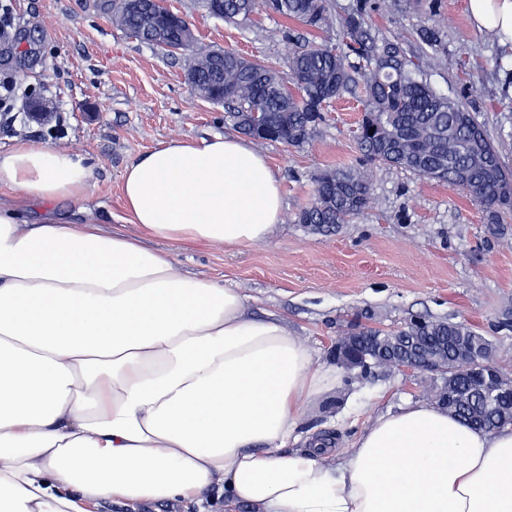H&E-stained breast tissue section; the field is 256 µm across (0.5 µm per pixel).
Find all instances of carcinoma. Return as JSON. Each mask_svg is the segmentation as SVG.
Masks as SVG:
<instances>
[{"instance_id":"obj_1","label":"carcinoma","mask_w":512,"mask_h":512,"mask_svg":"<svg viewBox=\"0 0 512 512\" xmlns=\"http://www.w3.org/2000/svg\"><path fill=\"white\" fill-rule=\"evenodd\" d=\"M262 4L312 31L340 24L346 49L298 39L289 58V73L284 75L224 48V64L216 69L212 66L216 50L198 43L193 33L163 34L155 27L152 13L132 10L124 0H107L106 9L114 25L140 42L163 50L178 43V53L187 54L188 70L196 77L194 93L213 97L214 103L224 106V120L256 142L265 139L252 136L245 113H263L280 142L300 148L324 122V104L348 95L363 102L358 143L369 163L400 168L459 189L482 209L488 224H501L512 214V194L506 189L512 169L503 149L492 142L475 113L435 91L424 78L441 44L438 28L422 25L416 30L417 40L428 50L414 53L406 48L405 38L372 33L370 0H352L340 18L329 0H223L220 13L211 0H202L210 15L234 24L250 20ZM370 199V183L363 171L326 169L316 179L313 199L295 214V221L328 230L361 214ZM423 336L437 342L444 336H458L461 345L475 355V369L469 373L456 371L453 357H448L450 376L433 390V399L450 394L448 413L474 428L491 432L511 425L502 407L512 404V378L491 356L492 342L475 330L462 337L451 321L421 319L403 326L398 344L411 347ZM359 345L364 354L359 361L361 374L391 369L385 354L389 343L382 332L366 330Z\"/></svg>"}]
</instances>
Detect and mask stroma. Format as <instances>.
Wrapping results in <instances>:
<instances>
[{"label":"stroma","mask_w":512,"mask_h":512,"mask_svg":"<svg viewBox=\"0 0 512 512\" xmlns=\"http://www.w3.org/2000/svg\"><path fill=\"white\" fill-rule=\"evenodd\" d=\"M102 0H0V27L14 44L0 56V83L18 91L0 103V149L40 141L69 151L90 167L84 198L46 207L29 202L20 220L48 214L107 233L137 234L121 197V175L132 161L173 141L231 135L223 106L195 96L184 56L130 37L113 25ZM370 23L384 36L415 39L422 23L442 28L444 49L428 70L439 93L478 113L490 138L507 148L512 165V47L476 29L467 0H405L401 11L373 0ZM194 26L199 42L232 48L287 71L298 23L259 11L243 25L209 17L201 0H167ZM477 95H470L469 85ZM49 101L55 118L39 124L30 101ZM360 104L333 102L314 138L291 149L260 145L280 181L283 220L267 242L247 249L221 244L178 245L147 240L168 251L176 269L238 289L250 313L284 318L290 335L331 364L337 336L352 322L395 329L417 315L464 321L490 336L498 362L512 372V217L486 223L465 195L448 185L392 167L371 165L370 206L349 223L316 231L296 223L328 168L356 167L362 155L355 130ZM433 379L420 371L362 377L341 372L339 409L317 401L301 416V436L321 435L332 447H350L379 414L430 398Z\"/></svg>","instance_id":"1"}]
</instances>
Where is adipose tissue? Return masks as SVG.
<instances>
[{"label": "adipose tissue", "mask_w": 512, "mask_h": 512, "mask_svg": "<svg viewBox=\"0 0 512 512\" xmlns=\"http://www.w3.org/2000/svg\"><path fill=\"white\" fill-rule=\"evenodd\" d=\"M468 11L512 43V0ZM90 179L41 142L0 150V512L202 508L216 490L255 512H512V426L476 430L428 402L379 415L335 463L287 452L335 369L282 317H252L238 290L142 243L266 242L281 187L249 140H174L127 165L138 235L17 218V200H78Z\"/></svg>", "instance_id": "adipose-tissue-1"}]
</instances>
